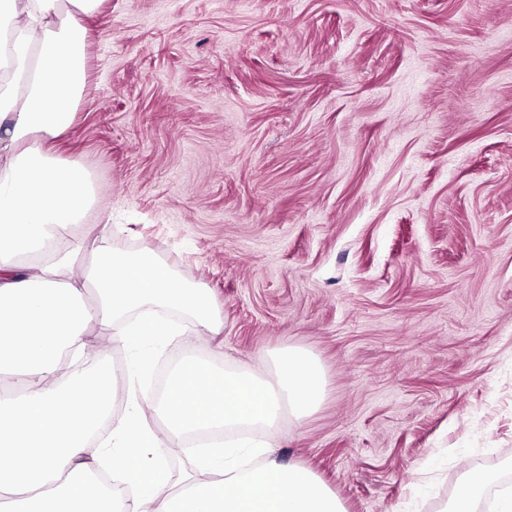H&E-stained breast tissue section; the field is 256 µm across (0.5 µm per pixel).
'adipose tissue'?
Segmentation results:
<instances>
[{"mask_svg": "<svg viewBox=\"0 0 512 512\" xmlns=\"http://www.w3.org/2000/svg\"><path fill=\"white\" fill-rule=\"evenodd\" d=\"M102 0H0V358L18 367L0 394V512H346L311 470L283 463L265 443L224 445L225 429L303 419L324 396L316 360L291 349L275 373H216L186 362L154 397L130 387L132 411L110 434L111 365L91 358L88 333L118 319L115 340L139 351L182 328L129 320L164 307L189 313L196 336L221 324L204 293L177 280L151 252H99L86 276L72 275L71 229L96 202L89 173L60 159L87 81L85 17ZM24 256L40 257L29 270ZM96 292L94 304L83 288ZM162 412L166 438L147 418ZM211 437L179 483L166 460L189 435Z\"/></svg>", "mask_w": 512, "mask_h": 512, "instance_id": "obj_1", "label": "adipose tissue"}]
</instances>
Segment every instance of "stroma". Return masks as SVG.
Returning <instances> with one entry per match:
<instances>
[{
  "label": "stroma",
  "instance_id": "35a3bbf8",
  "mask_svg": "<svg viewBox=\"0 0 512 512\" xmlns=\"http://www.w3.org/2000/svg\"><path fill=\"white\" fill-rule=\"evenodd\" d=\"M60 153L105 251H152L216 335L151 348L266 377L300 348L302 421L238 429L347 512L512 493V0H104ZM128 414L136 352L96 331ZM485 483L484 478L479 480L471 479L467 485L458 494L451 512H474L476 498L478 497L483 484Z\"/></svg>",
  "mask_w": 512,
  "mask_h": 512
}]
</instances>
